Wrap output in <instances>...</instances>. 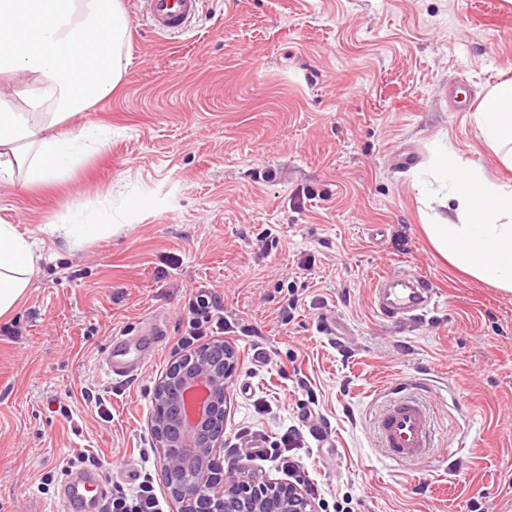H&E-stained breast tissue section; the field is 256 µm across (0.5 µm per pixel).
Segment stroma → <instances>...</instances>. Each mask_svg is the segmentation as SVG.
<instances>
[{"mask_svg":"<svg viewBox=\"0 0 512 512\" xmlns=\"http://www.w3.org/2000/svg\"><path fill=\"white\" fill-rule=\"evenodd\" d=\"M121 5L126 73L63 125L107 127L106 145L48 186L0 181V224L42 256L0 319V512H66L63 463L81 455L112 461L113 484L133 468L162 485L154 388L195 288L219 291L237 328L221 463L287 481L235 434L273 441L309 411L327 435L305 438L315 512H512V294L457 273L423 229L437 146L512 181L471 112L448 104L453 87L477 105L512 78V4L202 0L174 36ZM100 211L113 228L86 242L50 231ZM404 270L438 303L389 321L372 285ZM330 312L341 340L318 331ZM148 316L167 329L154 357L127 380L100 373L113 330ZM408 393L437 436L428 458L397 465L373 417Z\"/></svg>","mask_w":512,"mask_h":512,"instance_id":"stroma-1","label":"stroma"}]
</instances>
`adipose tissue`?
Instances as JSON below:
<instances>
[{"instance_id": "obj_1", "label": "adipose tissue", "mask_w": 512, "mask_h": 512, "mask_svg": "<svg viewBox=\"0 0 512 512\" xmlns=\"http://www.w3.org/2000/svg\"><path fill=\"white\" fill-rule=\"evenodd\" d=\"M130 22L120 0H0V181L35 187L69 175L105 133L60 126L111 95L126 71ZM482 142L512 170V79L491 87L473 114ZM443 197L426 233L461 273L512 293V183L442 151ZM41 257L0 224V317L11 313Z\"/></svg>"}]
</instances>
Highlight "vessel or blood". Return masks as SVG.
<instances>
[{
	"label": "vessel or blood",
	"instance_id": "obj_1",
	"mask_svg": "<svg viewBox=\"0 0 512 512\" xmlns=\"http://www.w3.org/2000/svg\"><path fill=\"white\" fill-rule=\"evenodd\" d=\"M200 0H139L154 31L179 32L199 11ZM433 284L421 276L404 280L386 275L379 278L373 292V307L382 317L400 322L422 316L437 305ZM164 326L150 321L137 330L113 331L110 347L100 368L111 379H128L139 371L143 361L162 343ZM373 430L384 455L396 462H415L431 449L432 425L427 406L415 398H401L384 408L373 421ZM110 480L101 468L69 475L63 487L68 512H88L103 501Z\"/></svg>",
	"mask_w": 512,
	"mask_h": 512
}]
</instances>
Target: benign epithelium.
<instances>
[{
  "mask_svg": "<svg viewBox=\"0 0 512 512\" xmlns=\"http://www.w3.org/2000/svg\"><path fill=\"white\" fill-rule=\"evenodd\" d=\"M233 368L224 343L213 342L174 361L157 383L150 427L166 489L182 512H315L296 486L245 467L227 478L216 467Z\"/></svg>",
  "mask_w": 512,
  "mask_h": 512,
  "instance_id": "7a95c632",
  "label": "benign epithelium"
}]
</instances>
